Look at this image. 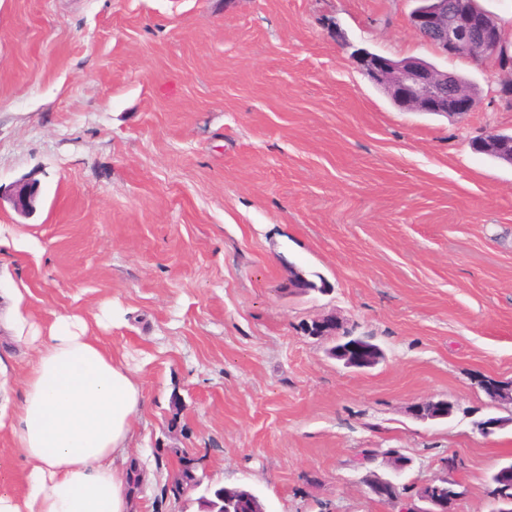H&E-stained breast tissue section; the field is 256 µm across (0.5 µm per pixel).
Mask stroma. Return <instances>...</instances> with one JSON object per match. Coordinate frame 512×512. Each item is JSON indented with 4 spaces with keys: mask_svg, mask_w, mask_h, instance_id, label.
I'll list each match as a JSON object with an SVG mask.
<instances>
[{
    "mask_svg": "<svg viewBox=\"0 0 512 512\" xmlns=\"http://www.w3.org/2000/svg\"><path fill=\"white\" fill-rule=\"evenodd\" d=\"M414 0H0V357L20 394L30 349L7 318H92L143 390L126 454L157 504L176 450L267 512H398L363 452L398 450L415 488L446 457L455 512H490L512 461V166L476 151L512 111L489 63L438 55ZM424 58L480 88L476 111L402 112L352 62ZM325 292L289 293L290 267ZM333 315L382 351L348 368L302 327ZM454 413L420 420L415 404ZM506 426L483 435L480 425Z\"/></svg>",
    "mask_w": 512,
    "mask_h": 512,
    "instance_id": "1",
    "label": "stroma"
}]
</instances>
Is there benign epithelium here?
I'll return each mask as SVG.
<instances>
[{"label": "benign epithelium", "instance_id": "7a95c632", "mask_svg": "<svg viewBox=\"0 0 512 512\" xmlns=\"http://www.w3.org/2000/svg\"><path fill=\"white\" fill-rule=\"evenodd\" d=\"M409 24L416 35L425 39L441 56L467 60L497 61L502 34L493 16L477 4V0H419L412 10ZM355 61L368 80L380 86L393 103L404 112H439L462 114L477 108L479 96L473 88L462 82L459 76L442 70L434 64L419 58L406 57L391 59L369 51L354 55ZM480 150L494 158L512 165V133L497 130L487 132L477 143ZM38 182H25L14 194V205L20 211L30 210L39 195ZM309 337H336L339 327L336 317L327 315L305 324ZM346 338L353 345L369 351L363 359L353 360L336 351V359L349 368L367 369L375 366L380 359L378 346L366 337ZM445 401H427L415 406V414L422 419L438 420L448 418ZM364 482L374 495L382 501H400L401 512H447L437 499L440 484H453L449 472H440L423 483L415 495L393 499L386 495V487L393 479L376 471H368ZM491 512H512V495L507 491L493 489L490 494Z\"/></svg>", "mask_w": 512, "mask_h": 512}]
</instances>
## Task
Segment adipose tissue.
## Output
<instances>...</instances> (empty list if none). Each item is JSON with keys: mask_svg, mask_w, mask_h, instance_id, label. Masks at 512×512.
Masks as SVG:
<instances>
[{"mask_svg": "<svg viewBox=\"0 0 512 512\" xmlns=\"http://www.w3.org/2000/svg\"><path fill=\"white\" fill-rule=\"evenodd\" d=\"M19 399L0 386V431L25 463L22 489L0 487V512H132L124 456L142 403L139 382L79 317L33 335Z\"/></svg>", "mask_w": 512, "mask_h": 512, "instance_id": "adipose-tissue-1", "label": "adipose tissue"}]
</instances>
